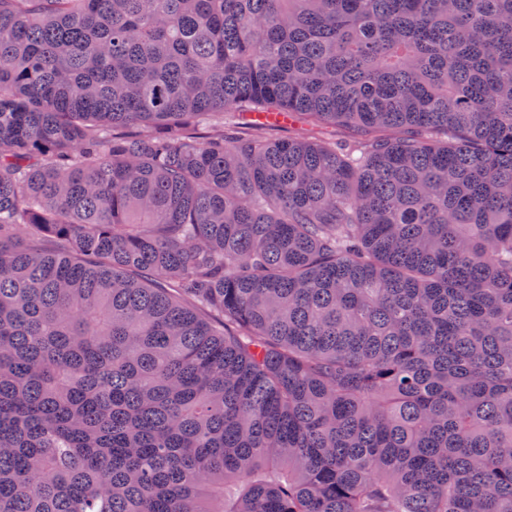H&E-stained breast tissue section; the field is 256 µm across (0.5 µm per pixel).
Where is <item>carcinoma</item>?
Returning a JSON list of instances; mask_svg holds the SVG:
<instances>
[{
    "label": "carcinoma",
    "instance_id": "cac0c4a2",
    "mask_svg": "<svg viewBox=\"0 0 512 512\" xmlns=\"http://www.w3.org/2000/svg\"><path fill=\"white\" fill-rule=\"evenodd\" d=\"M0 512H512V0H0ZM282 137H305V138H332L341 139L347 135L346 131L340 128H321L311 126H291L284 125L278 132Z\"/></svg>",
    "mask_w": 512,
    "mask_h": 512
}]
</instances>
